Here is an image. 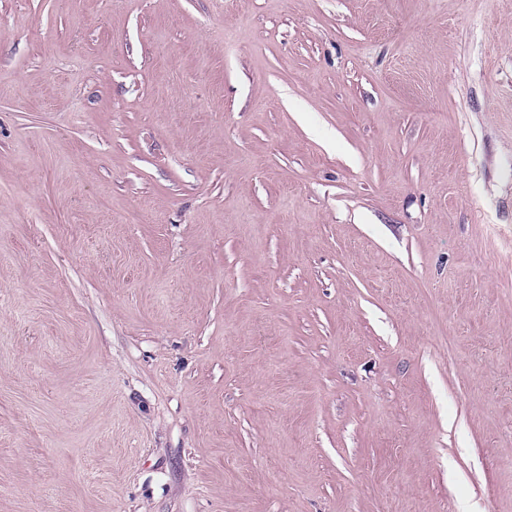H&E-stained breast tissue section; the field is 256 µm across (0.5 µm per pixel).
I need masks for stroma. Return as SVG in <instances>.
Masks as SVG:
<instances>
[{"label": "stroma", "instance_id": "35a3bbf8", "mask_svg": "<svg viewBox=\"0 0 512 512\" xmlns=\"http://www.w3.org/2000/svg\"><path fill=\"white\" fill-rule=\"evenodd\" d=\"M0 512H512V0H0Z\"/></svg>", "mask_w": 512, "mask_h": 512}]
</instances>
